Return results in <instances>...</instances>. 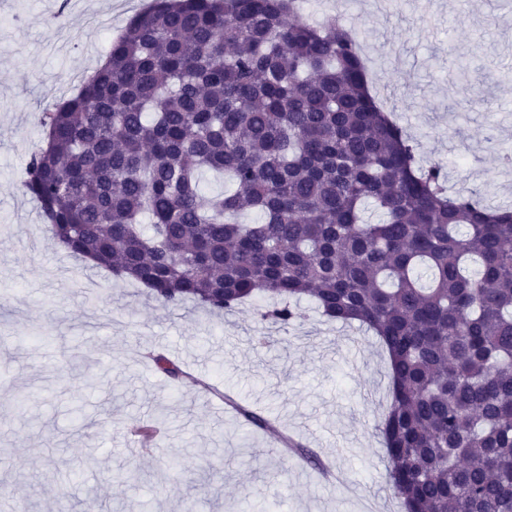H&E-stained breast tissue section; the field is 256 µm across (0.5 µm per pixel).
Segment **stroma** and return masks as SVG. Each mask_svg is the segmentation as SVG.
Segmentation results:
<instances>
[{
	"label": "stroma",
	"instance_id": "35a3bbf8",
	"mask_svg": "<svg viewBox=\"0 0 512 512\" xmlns=\"http://www.w3.org/2000/svg\"><path fill=\"white\" fill-rule=\"evenodd\" d=\"M386 111L453 191L512 205V0H343ZM146 0H0V512H398L381 424L389 362L375 334L328 319L261 321L165 305L71 256L18 174L44 109L71 95ZM469 57V83L451 78ZM269 338L268 345L255 341ZM161 353L188 377L173 380ZM263 411L306 456L275 452L203 382ZM161 427L144 450L129 421ZM138 471V482L127 481Z\"/></svg>",
	"mask_w": 512,
	"mask_h": 512
}]
</instances>
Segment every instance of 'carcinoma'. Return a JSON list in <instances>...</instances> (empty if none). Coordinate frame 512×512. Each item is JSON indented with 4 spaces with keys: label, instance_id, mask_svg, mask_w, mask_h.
<instances>
[{
    "label": "carcinoma",
    "instance_id": "1",
    "mask_svg": "<svg viewBox=\"0 0 512 512\" xmlns=\"http://www.w3.org/2000/svg\"><path fill=\"white\" fill-rule=\"evenodd\" d=\"M296 2L151 0L43 113L25 191L56 243L164 304L263 295L287 325L310 296L367 326L390 359L401 512H512V209L448 193L380 107L356 33ZM205 171L234 190L204 194Z\"/></svg>",
    "mask_w": 512,
    "mask_h": 512
}]
</instances>
